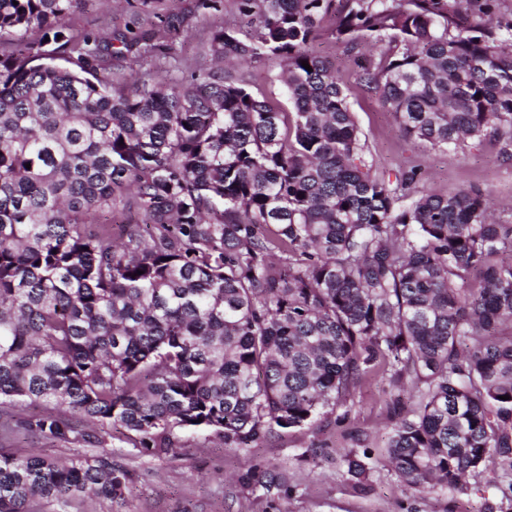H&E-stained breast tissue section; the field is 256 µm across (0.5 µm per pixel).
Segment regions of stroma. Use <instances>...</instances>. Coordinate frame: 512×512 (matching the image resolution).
<instances>
[{
    "label": "stroma",
    "mask_w": 512,
    "mask_h": 512,
    "mask_svg": "<svg viewBox=\"0 0 512 512\" xmlns=\"http://www.w3.org/2000/svg\"><path fill=\"white\" fill-rule=\"evenodd\" d=\"M73 18L98 38L116 42L134 31L170 48L169 57L134 64L126 73L130 80L147 73L188 77L195 67L210 64L204 50L212 32L227 26L237 27L244 38L253 32L235 0H151L144 10L127 0H77ZM314 50L335 64L348 87L350 109L366 142L364 157L377 174L392 181L412 170L421 191L480 192L491 200L499 219L512 222V146L488 138L451 156L421 145L406 137L394 114L361 81L363 66L379 59L378 51L357 53L330 39L316 42ZM281 73V65L272 60L244 63L234 71L255 94L288 110L292 104ZM422 391V385L407 379L393 384L387 368L380 367L352 392L344 422L330 413L313 427L270 437L249 450L225 447L207 432L184 431L174 452L163 459L134 454L119 427L110 429L104 443L94 448L36 441L21 421L39 408L22 404L0 409V448L59 458L110 456L130 471L132 482L123 500L97 505L96 512H512V474L495 455L469 477L464 493L408 489L391 474L385 449L394 410L412 408ZM307 448L317 454L301 460ZM344 448L371 451L367 489L339 474L338 452ZM255 466L287 473L292 493L272 499L241 487L236 475Z\"/></svg>",
    "instance_id": "35a3bbf8"
}]
</instances>
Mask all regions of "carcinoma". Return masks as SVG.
Listing matches in <instances>:
<instances>
[{
	"label": "carcinoma",
	"mask_w": 512,
	"mask_h": 512,
	"mask_svg": "<svg viewBox=\"0 0 512 512\" xmlns=\"http://www.w3.org/2000/svg\"><path fill=\"white\" fill-rule=\"evenodd\" d=\"M74 2L0 0V43L18 41L0 54V408L46 406L21 425L50 442L119 426L151 458L186 430L247 449L385 364L425 386L386 446L401 485L462 492L489 455L512 467V224L480 194L412 197L414 171L373 172L311 49L385 46L362 82L426 146L512 142V10L483 18L503 0H237L254 35L225 28L207 53L280 60L292 112L221 68L127 87ZM104 213L141 223L117 235ZM340 458L364 484L368 454ZM239 482L291 492L260 468ZM130 483L104 455L0 451V512Z\"/></svg>",
	"instance_id": "1"
}]
</instances>
